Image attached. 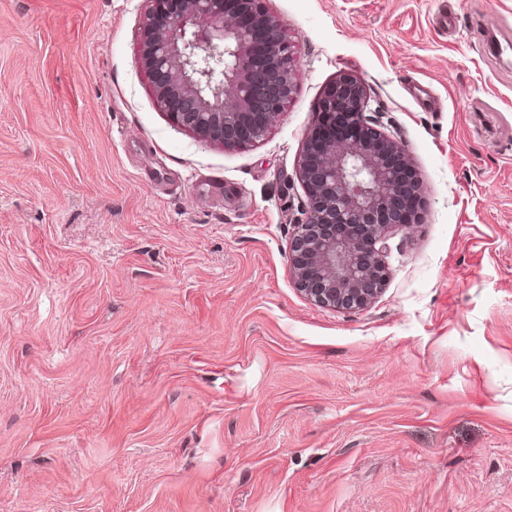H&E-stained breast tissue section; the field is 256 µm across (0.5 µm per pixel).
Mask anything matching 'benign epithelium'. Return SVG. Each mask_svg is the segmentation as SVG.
<instances>
[{
	"mask_svg": "<svg viewBox=\"0 0 512 512\" xmlns=\"http://www.w3.org/2000/svg\"><path fill=\"white\" fill-rule=\"evenodd\" d=\"M140 64L156 105L202 141L262 139L295 89L296 63L265 0H149ZM362 83L323 93L298 160L308 218L293 225L289 267L321 307L359 311L389 278V233L420 219L422 185L406 150L368 121Z\"/></svg>",
	"mask_w": 512,
	"mask_h": 512,
	"instance_id": "1",
	"label": "benign epithelium"
}]
</instances>
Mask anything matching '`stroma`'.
Segmentation results:
<instances>
[{
  "label": "stroma",
  "instance_id": "obj_1",
  "mask_svg": "<svg viewBox=\"0 0 512 512\" xmlns=\"http://www.w3.org/2000/svg\"><path fill=\"white\" fill-rule=\"evenodd\" d=\"M147 7L0 0V512H512V0H266L244 148L157 109ZM343 73L425 197L364 311L288 264Z\"/></svg>",
  "mask_w": 512,
  "mask_h": 512
}]
</instances>
